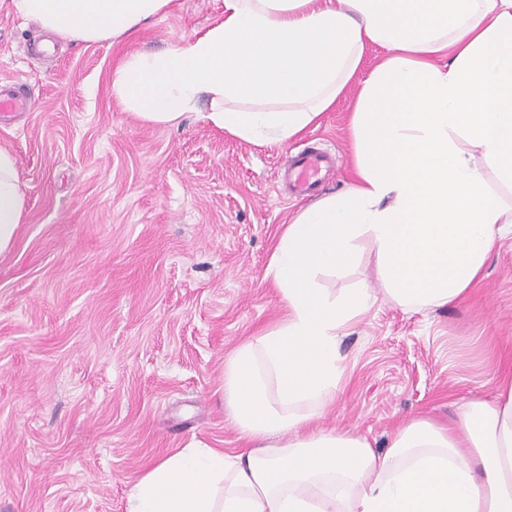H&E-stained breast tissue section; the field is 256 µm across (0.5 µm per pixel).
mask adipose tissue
Returning <instances> with one entry per match:
<instances>
[{"instance_id":"ef3b65f1","label":"adipose tissue","mask_w":512,"mask_h":512,"mask_svg":"<svg viewBox=\"0 0 512 512\" xmlns=\"http://www.w3.org/2000/svg\"><path fill=\"white\" fill-rule=\"evenodd\" d=\"M45 32L93 44L168 15L174 0H11ZM388 50L350 116L354 182L301 209L267 275L284 314L224 363V400L244 447L183 448L134 484L129 512H512V376L463 403L452 425L414 418L385 451L318 420L344 375L341 340L375 305L366 286L319 279L370 243L389 300L435 310L462 297L512 211V0H224L218 19L160 52L137 53L111 90L142 122L197 113L262 146L317 124L369 45ZM477 154L462 149V142ZM14 153L0 146V254L26 215Z\"/></svg>"}]
</instances>
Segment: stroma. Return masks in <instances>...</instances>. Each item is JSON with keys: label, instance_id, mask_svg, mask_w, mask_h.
I'll return each mask as SVG.
<instances>
[{"label": "stroma", "instance_id": "stroma-1", "mask_svg": "<svg viewBox=\"0 0 512 512\" xmlns=\"http://www.w3.org/2000/svg\"><path fill=\"white\" fill-rule=\"evenodd\" d=\"M222 0L173 11L114 42L74 44L0 0V81L19 79L26 112L0 120L18 160L27 214L0 256V512H128L131 487L160 457L201 443L240 447L224 403V362L283 308L266 276L292 195L291 157L330 155L314 192L353 181L349 119L369 46L317 127L256 146L195 114L140 122L111 91L125 57L207 28ZM322 284L381 290L376 257ZM347 380L324 427L388 447L401 422L448 423L512 373V238L461 301L408 312L379 299L341 343Z\"/></svg>", "mask_w": 512, "mask_h": 512}]
</instances>
